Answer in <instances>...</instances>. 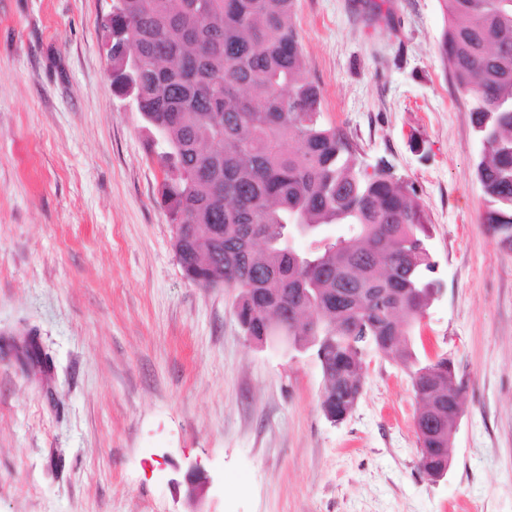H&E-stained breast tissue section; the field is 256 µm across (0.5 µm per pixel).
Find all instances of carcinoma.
Returning a JSON list of instances; mask_svg holds the SVG:
<instances>
[{
    "label": "carcinoma",
    "mask_w": 512,
    "mask_h": 512,
    "mask_svg": "<svg viewBox=\"0 0 512 512\" xmlns=\"http://www.w3.org/2000/svg\"><path fill=\"white\" fill-rule=\"evenodd\" d=\"M295 2L121 0L112 85L135 96L150 133L185 276L236 290L245 335L313 351L327 418L352 412L369 352L408 367L414 395H426L415 427L419 468L431 474L448 460L464 382L443 355L430 375L410 345L442 290L429 217L414 189L383 168L367 172L345 133L323 123ZM441 2L439 51L489 146L476 166L483 221L512 240V0ZM298 224L312 238L303 251Z\"/></svg>",
    "instance_id": "carcinoma-1"
}]
</instances>
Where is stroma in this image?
Returning a JSON list of instances; mask_svg holds the SVG:
<instances>
[{"label":"stroma","mask_w":512,"mask_h":512,"mask_svg":"<svg viewBox=\"0 0 512 512\" xmlns=\"http://www.w3.org/2000/svg\"><path fill=\"white\" fill-rule=\"evenodd\" d=\"M108 10L0 0V512H512V251L483 222L440 0H297L294 17L324 121L431 220L442 293L411 341L466 383L439 480L404 365L369 353L331 423L311 352L249 341L236 291L184 276L141 114L112 90ZM27 332L47 368L25 363Z\"/></svg>","instance_id":"35a3bbf8"}]
</instances>
